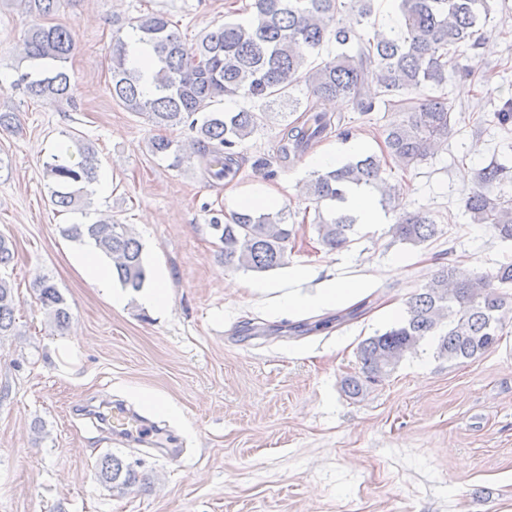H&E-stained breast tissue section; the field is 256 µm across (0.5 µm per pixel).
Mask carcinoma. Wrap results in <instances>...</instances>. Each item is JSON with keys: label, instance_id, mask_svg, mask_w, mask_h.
<instances>
[{"label": "carcinoma", "instance_id": "carcinoma-1", "mask_svg": "<svg viewBox=\"0 0 512 512\" xmlns=\"http://www.w3.org/2000/svg\"><path fill=\"white\" fill-rule=\"evenodd\" d=\"M61 0H24L27 11L39 18L24 39L29 70L13 86L24 87L33 98L71 101L76 83L67 69L75 46L72 30L46 25L41 20L55 14ZM494 0H399V30L373 27L364 38L358 27L370 22L374 0H255L254 12L244 22L216 24L195 42L186 43L160 14L132 18L128 26L151 49L147 70L129 64L128 43L117 29L109 58L108 92L126 110L142 116L154 129L187 125L195 133L198 152L209 158L211 178L222 180L233 173L234 148L260 126L265 108L285 103L295 112L299 100L291 91L305 85L317 99L303 121L287 124L279 151L283 158L304 154L332 126L326 105L350 98L361 112L376 104L396 108L404 119L383 131L380 153L363 154L347 163L316 172L305 185L315 204L318 241L330 250L349 246L356 218L345 203L353 187L392 196L393 186L383 177L389 162L407 169L416 166L453 133L454 106L441 93L448 81V67L458 65L461 49L474 48L488 22ZM336 44V54L314 60L326 44ZM151 81L154 92L143 90ZM226 96L252 104L237 112L215 105ZM71 146L44 165L50 201L65 210L87 209L99 181L100 163L92 143L71 136ZM153 155L178 168L184 162L182 145L166 136L149 141ZM509 168L497 161L481 169L464 200L470 223L512 240V196L500 190ZM286 209L271 212H235L226 222L216 217L212 228L224 244V266L235 270L265 272L286 263L288 245L295 238L288 227ZM392 236L414 246L439 233L434 217L408 212L391 226ZM62 234L73 240L92 241L112 262L120 283L134 292L148 278L143 245L128 225L100 219L92 224H71ZM36 301L59 329L71 318L63 293L49 278L36 283ZM512 319V264L496 272L480 273L466 281L454 278L441 266L406 302V316L396 326L360 345L363 378L344 381L345 390L357 395L366 384H377L405 357L416 353L420 340L433 336L439 356L464 363L497 345L506 322ZM14 288L0 277V338L14 330ZM98 478L114 488L135 479L131 466L106 454L96 465Z\"/></svg>", "mask_w": 512, "mask_h": 512}]
</instances>
